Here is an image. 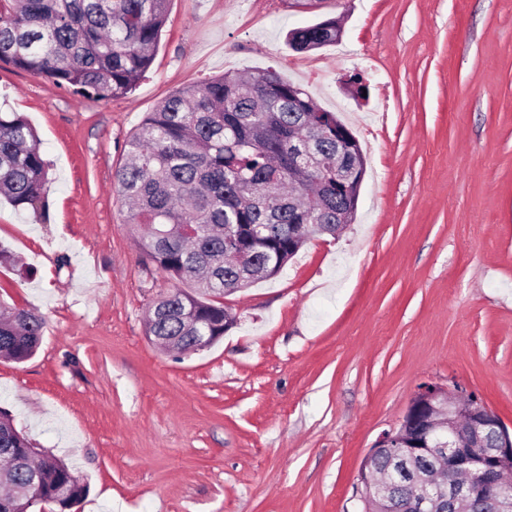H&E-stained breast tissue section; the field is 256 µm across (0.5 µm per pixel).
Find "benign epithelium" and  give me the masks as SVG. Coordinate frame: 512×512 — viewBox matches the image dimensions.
<instances>
[{"instance_id": "obj_1", "label": "benign epithelium", "mask_w": 512, "mask_h": 512, "mask_svg": "<svg viewBox=\"0 0 512 512\" xmlns=\"http://www.w3.org/2000/svg\"><path fill=\"white\" fill-rule=\"evenodd\" d=\"M338 142L351 149L348 162L336 164V200L355 208L365 173L366 159L356 137L336 129ZM421 415L425 429L436 437V447L415 444L406 452L394 443V431L383 433L372 453L390 454L392 468L367 487L356 486L362 507L369 508L378 498L396 501L400 489L412 485L418 493L410 497V512H512V489L502 480L504 469L500 459L512 457V434L501 419L480 400H472L461 386L423 383L418 386L400 425L406 426L414 416ZM430 450L448 459V498L441 497L435 482L410 466L408 458L416 452Z\"/></svg>"}]
</instances>
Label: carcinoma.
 <instances>
[{
	"mask_svg": "<svg viewBox=\"0 0 512 512\" xmlns=\"http://www.w3.org/2000/svg\"><path fill=\"white\" fill-rule=\"evenodd\" d=\"M168 0H0V62L57 86L99 100L126 97L150 68ZM288 42L318 39L317 26L293 29ZM300 85L273 71L225 75L181 88L147 113L128 141L115 171L128 203L127 223L141 231L139 247L159 272L189 281L194 293L175 290L157 301L147 336L181 337L179 351H197L224 336V288L245 277L248 266L267 276L288 261L296 225L305 234L337 230L336 172L309 177L291 172L293 151L318 138V149L336 158V136L317 137L315 122L336 124ZM49 163L34 127L20 112L0 111V198L43 218ZM259 238L240 263L227 251L246 244L249 226ZM190 311L197 329H183ZM34 311L0 301V359L31 358L43 335ZM29 440L9 411L0 409V512H17L21 495L37 480L44 502L67 512L87 485L62 460L28 453Z\"/></svg>",
	"mask_w": 512,
	"mask_h": 512,
	"instance_id": "carcinoma-1",
	"label": "carcinoma"
}]
</instances>
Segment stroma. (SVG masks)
I'll list each match as a JSON object with an SVG mask.
<instances>
[{"label":"stroma","mask_w":512,"mask_h":512,"mask_svg":"<svg viewBox=\"0 0 512 512\" xmlns=\"http://www.w3.org/2000/svg\"><path fill=\"white\" fill-rule=\"evenodd\" d=\"M342 19L308 53L290 29ZM276 71L366 156L355 220L225 296L213 346L166 353L113 185L127 139L177 89ZM359 75L358 98L344 81ZM0 109L52 164L49 217L0 202V299L45 319L0 361V407L86 484L70 512H358L354 483L424 381L512 431V0H169L150 69L100 101L0 63Z\"/></svg>","instance_id":"1"}]
</instances>
